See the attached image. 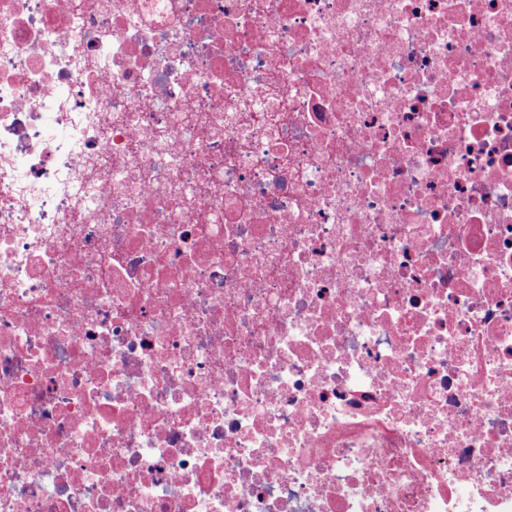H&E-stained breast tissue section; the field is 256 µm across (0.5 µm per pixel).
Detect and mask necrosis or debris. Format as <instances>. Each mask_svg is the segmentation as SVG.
<instances>
[{
	"label": "necrosis or debris",
	"instance_id": "1",
	"mask_svg": "<svg viewBox=\"0 0 512 512\" xmlns=\"http://www.w3.org/2000/svg\"><path fill=\"white\" fill-rule=\"evenodd\" d=\"M0 512H512V0H0Z\"/></svg>",
	"mask_w": 512,
	"mask_h": 512
}]
</instances>
